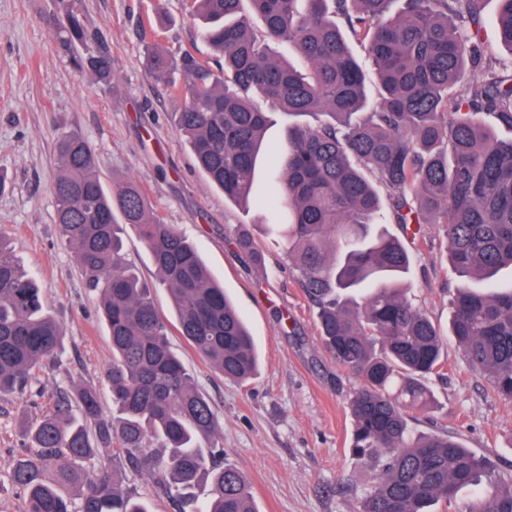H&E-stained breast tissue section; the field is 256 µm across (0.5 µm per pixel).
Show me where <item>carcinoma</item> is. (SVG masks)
Returning a JSON list of instances; mask_svg holds the SVG:
<instances>
[{
  "instance_id": "cac0c4a2",
  "label": "carcinoma",
  "mask_w": 512,
  "mask_h": 512,
  "mask_svg": "<svg viewBox=\"0 0 512 512\" xmlns=\"http://www.w3.org/2000/svg\"><path fill=\"white\" fill-rule=\"evenodd\" d=\"M497 2L498 36L512 51V0ZM391 3L186 0L224 64L157 50L148 69L161 82L173 70L185 75L173 126L210 183L235 203L253 199L270 124L261 102L290 116L322 117L289 127L267 204L272 217L284 218L277 236L317 309L324 347L359 380L350 448L375 476L356 512H433L483 479L469 512H512L511 476L489 473L454 436L420 435L411 426L410 413L433 402L427 380L441 363L442 332L399 287L410 257L387 229L445 225L449 260L461 274L489 280L512 267V139L497 138L483 116L486 110L512 126V77H491L472 93L462 85L481 60L482 0H406L389 18ZM350 35L367 47L380 86L374 104ZM57 37L66 48L84 46L76 65L110 83L108 56L87 47L73 12H65ZM272 44L288 55L270 53ZM57 160L56 222L97 294L111 340L112 414H102L99 391L84 386L79 415L59 392L38 419L22 422L27 454L11 464L9 481L24 493L25 512H150L122 488L118 466L147 475L175 500L206 478L204 501L191 512H258L248 478L215 462L224 454L221 424L171 350L150 288L126 261L125 228L150 252L181 336L213 371L246 381L257 373L258 353L240 312L196 247L154 216L136 182L105 190L97 156L79 133L59 138ZM379 185L389 190L386 206ZM452 308L450 335L511 403L512 289L461 286ZM63 338L1 232L0 394L30 390ZM114 443L122 457L111 465L100 449Z\"/></svg>"
}]
</instances>
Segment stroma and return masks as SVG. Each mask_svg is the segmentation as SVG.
Instances as JSON below:
<instances>
[{"instance_id": "stroma-1", "label": "stroma", "mask_w": 512, "mask_h": 512, "mask_svg": "<svg viewBox=\"0 0 512 512\" xmlns=\"http://www.w3.org/2000/svg\"><path fill=\"white\" fill-rule=\"evenodd\" d=\"M497 7V0H484L482 64L469 71V81L480 80L485 66H512V54L497 38ZM65 8L84 22L91 47L108 51L111 83L78 68L59 44L55 27ZM156 47L171 57L186 50L204 59L213 55L184 0H0V231L64 334L57 363L40 373L39 384L46 393L100 388L101 410L112 412L105 390L108 331L95 293L61 240L52 195L58 137L74 130L94 150L104 187L134 179L154 215L196 245L255 338L261 367L253 380L239 383L211 370L178 332L148 250L127 231L126 256L153 285L171 349L218 414L224 463L249 477L258 512H356L368 490L367 472L349 450V401L358 381L323 347L317 311L271 234L265 209L225 199L172 129L168 115L183 100L146 69L145 57ZM242 230L261 262L235 246ZM388 230L410 252L409 299L447 327L455 289L477 286V279L451 265L444 225L425 224L411 236L396 224ZM441 365L429 381L433 404L414 413L413 428L450 433L487 458L494 474L512 473V403L471 368L454 339H445ZM45 408L44 396L0 395V512H24L8 468L26 452L21 418H36Z\"/></svg>"}]
</instances>
